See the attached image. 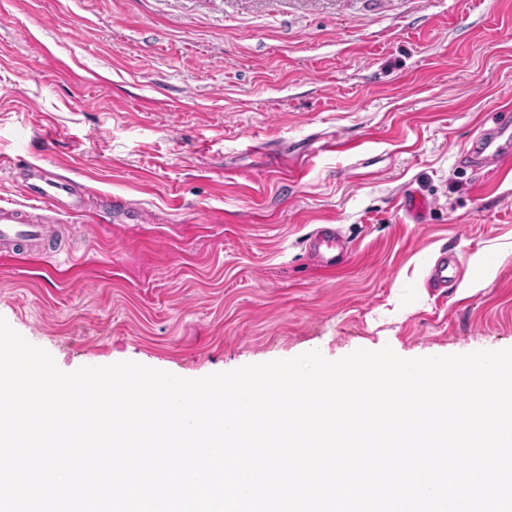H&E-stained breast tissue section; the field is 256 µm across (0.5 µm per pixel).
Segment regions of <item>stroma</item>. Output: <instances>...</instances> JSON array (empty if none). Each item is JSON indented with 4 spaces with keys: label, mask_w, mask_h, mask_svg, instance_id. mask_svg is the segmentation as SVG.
<instances>
[{
    "label": "stroma",
    "mask_w": 512,
    "mask_h": 512,
    "mask_svg": "<svg viewBox=\"0 0 512 512\" xmlns=\"http://www.w3.org/2000/svg\"><path fill=\"white\" fill-rule=\"evenodd\" d=\"M509 98L512 0H0V159L143 215L0 259V317L65 372L512 348V172L460 160ZM444 250L459 276L429 287ZM306 253L317 266L333 271L345 265L350 250L335 224H321L308 237Z\"/></svg>",
    "instance_id": "stroma-1"
}]
</instances>
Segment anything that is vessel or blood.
<instances>
[{
	"mask_svg": "<svg viewBox=\"0 0 512 512\" xmlns=\"http://www.w3.org/2000/svg\"><path fill=\"white\" fill-rule=\"evenodd\" d=\"M512 129V113L502 112L493 125L479 135L467 151L466 161H493L497 166L512 165V148L500 137ZM14 182L25 197L24 203L0 205V255L51 253L56 245L60 217L83 215L91 196L88 188L54 171L21 160L6 163ZM306 253L317 266L333 271L345 265L350 250L335 225L322 224L307 239ZM458 266L454 257L440 254L432 265L428 282L435 288L447 287Z\"/></svg>",
	"mask_w": 512,
	"mask_h": 512,
	"instance_id": "vessel-or-blood-1",
	"label": "vessel or blood"
}]
</instances>
